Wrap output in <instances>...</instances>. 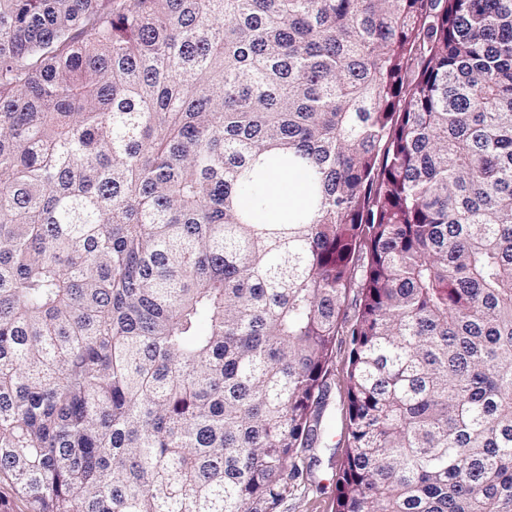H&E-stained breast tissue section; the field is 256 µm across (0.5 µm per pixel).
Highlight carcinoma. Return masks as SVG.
<instances>
[{"instance_id":"1","label":"carcinoma","mask_w":512,"mask_h":512,"mask_svg":"<svg viewBox=\"0 0 512 512\" xmlns=\"http://www.w3.org/2000/svg\"><path fill=\"white\" fill-rule=\"evenodd\" d=\"M341 334L336 512H512V0H0L30 512H276ZM265 191L275 207L269 216L276 221L286 217L288 211L297 207L304 197L303 184L282 173H275L269 178Z\"/></svg>"}]
</instances>
